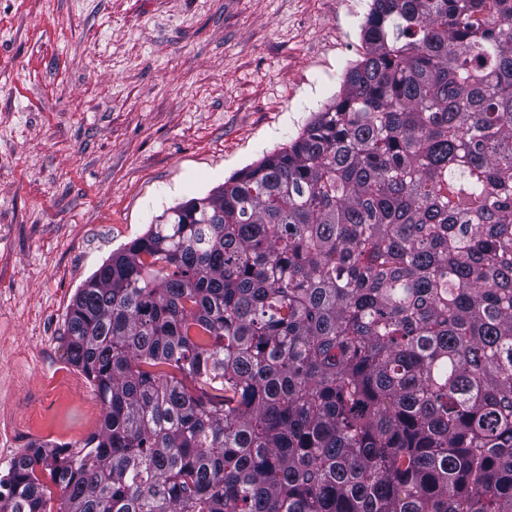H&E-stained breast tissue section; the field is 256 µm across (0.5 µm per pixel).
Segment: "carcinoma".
<instances>
[{"instance_id": "cac0c4a2", "label": "carcinoma", "mask_w": 512, "mask_h": 512, "mask_svg": "<svg viewBox=\"0 0 512 512\" xmlns=\"http://www.w3.org/2000/svg\"><path fill=\"white\" fill-rule=\"evenodd\" d=\"M291 144L67 314L100 429L0 512H512V0H373Z\"/></svg>"}]
</instances>
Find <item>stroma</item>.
Here are the masks:
<instances>
[{"mask_svg": "<svg viewBox=\"0 0 512 512\" xmlns=\"http://www.w3.org/2000/svg\"><path fill=\"white\" fill-rule=\"evenodd\" d=\"M372 0H0V477L101 424L63 334L169 208L296 139Z\"/></svg>", "mask_w": 512, "mask_h": 512, "instance_id": "35a3bbf8", "label": "stroma"}]
</instances>
